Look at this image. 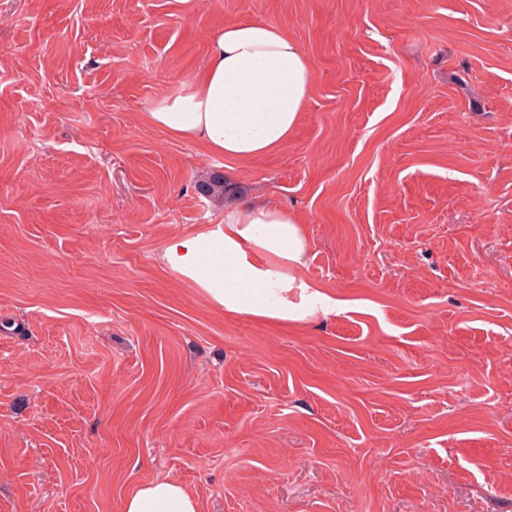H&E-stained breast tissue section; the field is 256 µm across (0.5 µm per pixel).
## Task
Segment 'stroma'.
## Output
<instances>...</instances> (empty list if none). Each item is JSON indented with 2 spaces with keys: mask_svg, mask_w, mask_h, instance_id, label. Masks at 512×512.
<instances>
[{
  "mask_svg": "<svg viewBox=\"0 0 512 512\" xmlns=\"http://www.w3.org/2000/svg\"><path fill=\"white\" fill-rule=\"evenodd\" d=\"M261 19L310 58L286 145L145 114ZM225 176L227 198L199 186ZM291 209L336 316L161 267L225 199ZM0 512H512V0H0ZM118 512H200L197 497L173 479L140 484L122 500Z\"/></svg>",
  "mask_w": 512,
  "mask_h": 512,
  "instance_id": "1",
  "label": "stroma"
}]
</instances>
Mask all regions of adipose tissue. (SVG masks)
<instances>
[{
	"label": "adipose tissue",
	"mask_w": 512,
	"mask_h": 512,
	"mask_svg": "<svg viewBox=\"0 0 512 512\" xmlns=\"http://www.w3.org/2000/svg\"><path fill=\"white\" fill-rule=\"evenodd\" d=\"M310 59L288 33L262 20L225 24L206 62L156 104L147 124L231 162L284 146L312 90ZM309 240L287 208L227 205L219 223L168 239L158 262L215 308L274 324L306 325L335 315L340 300L306 273ZM120 512H200L197 497L173 479L140 484Z\"/></svg>",
	"instance_id": "1"
}]
</instances>
